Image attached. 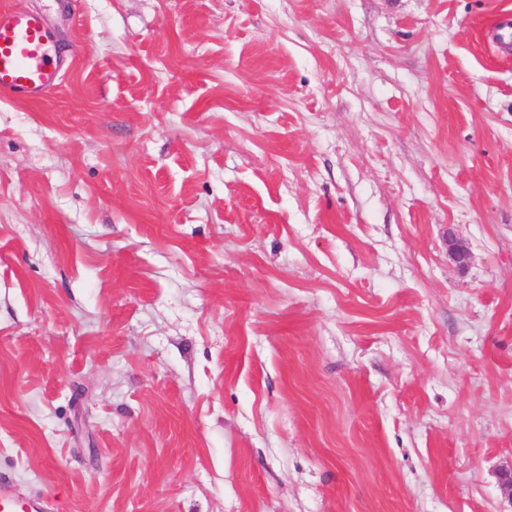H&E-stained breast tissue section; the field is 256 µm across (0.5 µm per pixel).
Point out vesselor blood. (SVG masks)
I'll use <instances>...</instances> for the list:
<instances>
[{
    "label": "vessel or blood",
    "mask_w": 512,
    "mask_h": 512,
    "mask_svg": "<svg viewBox=\"0 0 512 512\" xmlns=\"http://www.w3.org/2000/svg\"><path fill=\"white\" fill-rule=\"evenodd\" d=\"M58 49L44 17L0 6V93L26 102L43 100L59 83ZM0 512H41L36 501L20 499L0 479Z\"/></svg>",
    "instance_id": "b4317fda"
}]
</instances>
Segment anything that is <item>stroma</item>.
I'll return each mask as SVG.
<instances>
[{"instance_id":"1","label":"stroma","mask_w":512,"mask_h":512,"mask_svg":"<svg viewBox=\"0 0 512 512\" xmlns=\"http://www.w3.org/2000/svg\"><path fill=\"white\" fill-rule=\"evenodd\" d=\"M1 4L61 82L0 95V477L512 512V0Z\"/></svg>"}]
</instances>
